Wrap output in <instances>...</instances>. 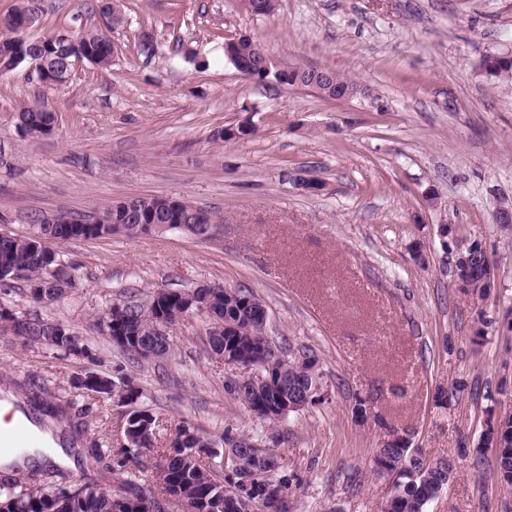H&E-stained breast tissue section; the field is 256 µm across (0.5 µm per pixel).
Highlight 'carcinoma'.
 Returning <instances> with one entry per match:
<instances>
[{
  "instance_id": "carcinoma-1",
  "label": "carcinoma",
  "mask_w": 512,
  "mask_h": 512,
  "mask_svg": "<svg viewBox=\"0 0 512 512\" xmlns=\"http://www.w3.org/2000/svg\"><path fill=\"white\" fill-rule=\"evenodd\" d=\"M38 0H19L13 12L0 20V61L12 63L30 58L39 59L43 63V87L54 90L67 82L71 75L73 62L86 60L99 67L112 64L115 52L109 36L101 29L82 30L76 34H55L40 40H20L17 28L25 22L31 24L38 19ZM248 11L270 16L275 13L278 0H244ZM237 55L242 69L253 79L260 81L288 83L291 88H308L314 78L312 67L301 64L292 65L288 79H282L272 70L265 68L268 51L251 38L240 40ZM478 69L491 79L509 81L512 79V59L498 58L494 55L483 57L478 63ZM18 120L22 122L21 129L27 133L40 131L55 122L54 111L45 100L34 105H24L19 109ZM142 214L117 212L119 218L128 224L139 223V216H149L156 224H166L172 219V211L158 203L155 196H141ZM68 224L73 228V238L87 239L89 237L106 238L112 236L110 224H79L75 215L67 212L55 214V225ZM52 225L42 223L41 218L35 219L33 234L12 236L0 234V277L11 280L24 279L29 283L30 297L35 306L61 299L64 290L73 287V280L67 268L60 263L57 274L61 275L58 284L40 290L34 288L38 283H44L47 278L42 250L32 244V235H46ZM456 276L460 281L463 293H472L484 297L489 285L476 286L488 275L490 266L486 249L482 240L473 238L459 249L454 258ZM210 309L221 314L224 321L241 329V334L230 333L222 336L207 337L210 346H218L236 356L240 361H248L257 354L255 345L263 341L261 336L248 335V328L253 321L252 306L248 299L252 294L241 289L224 288L216 285L210 291ZM171 299V296L157 292L144 303L125 302L126 321L123 325L126 341L119 342L116 347L133 360L147 358V352L156 351L158 356L168 355L171 347L170 337L158 334V319L160 313ZM25 320L29 330L24 340L32 344L47 345L66 356H83L87 352L82 336L74 332L54 340L46 336L38 322L42 317L36 313H26L22 316L11 313L8 318L1 317L6 328L12 330L15 322ZM316 358L309 349H304L294 356H286L281 351L260 358L267 365L265 371L281 378L277 386L262 383L251 388L249 397L252 403L271 404L277 397L286 396L289 400L303 404L307 395L312 391L323 389V374L320 367L310 372L304 371L301 358ZM89 376L84 372L74 376L71 387L77 390V395L97 393L102 398H112V391L100 389L81 383L82 378ZM19 386L25 390L28 412L40 421L47 419L64 420L69 425V432L77 440L88 431L86 422L80 417V411L68 412L75 405L69 401L62 405L55 401V395L43 385L34 382H21ZM195 435L191 443L179 448L167 447L158 454L149 456L136 453L130 448L112 450L105 448L95 438L87 440L83 449L84 457L101 465L102 470L115 473L128 470L129 477L120 482L117 490L102 486V476H83V479L73 483H59L56 477L60 473L53 469H38L33 477L36 483L27 487L23 485L18 470L12 466L0 468V503H5L6 512H117L122 503H131V512H150L152 509L153 491L147 484L141 482L139 475L160 469L165 473V486L161 490L175 493L184 499L195 501L206 499L201 508L207 512H222L219 509L224 502V491L236 485L239 477L251 481L256 489H261L267 481L273 479L289 490L295 475L285 471L271 476L267 472L266 461L276 460V456L268 449L261 448L257 443L249 442L246 456V466L241 471H214L204 466L195 458L185 454L188 448H209L212 440L199 429H194ZM390 433L396 436L394 442L375 449L373 463L375 470L388 476L393 482V491L382 503L381 512H425L426 505L435 498L436 487L443 486V481H449L454 474L453 462L445 459L429 460L417 449L411 447L410 440L392 429ZM496 448L499 451V470L504 481L512 485V409L496 411L491 406L487 410L485 428L479 435V441L474 452V463H481V449Z\"/></svg>"
}]
</instances>
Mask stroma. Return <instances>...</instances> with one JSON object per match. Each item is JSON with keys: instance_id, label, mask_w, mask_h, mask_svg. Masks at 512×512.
Instances as JSON below:
<instances>
[{"instance_id": "obj_1", "label": "stroma", "mask_w": 512, "mask_h": 512, "mask_svg": "<svg viewBox=\"0 0 512 512\" xmlns=\"http://www.w3.org/2000/svg\"><path fill=\"white\" fill-rule=\"evenodd\" d=\"M104 2L41 0L27 36L102 26ZM122 14L111 66L78 62L50 94V135L16 124L39 91L29 63L0 74V233L134 195L180 197L224 222L207 241L171 230L55 244L70 294L36 308L16 280L0 286V308L70 326L88 354L0 332V380L32 378L66 400L84 370L132 379L138 407L159 421L156 447L182 421L216 440L258 439L298 478L292 512H380L389 482L373 454L391 426L427 458L455 464L426 512H512V490L491 477L494 449L478 466L462 454L489 404L474 386L512 377V333L471 341L478 311L498 320L512 306V228L494 219L512 202V83L478 68L482 56L512 53V0H279L269 17L242 0H122ZM242 34L282 61L368 86L384 111L245 79L223 58ZM246 124L253 134L223 138ZM475 237L494 284L474 300L456 287L452 258ZM203 283L259 298L268 338L318 357L324 399L275 424L254 414L226 391L244 372L203 344V314L176 324L158 359L131 360L102 331L114 303ZM456 381L465 389L450 392ZM360 397L372 416L356 417ZM83 403L90 431L121 447V407Z\"/></svg>"}]
</instances>
